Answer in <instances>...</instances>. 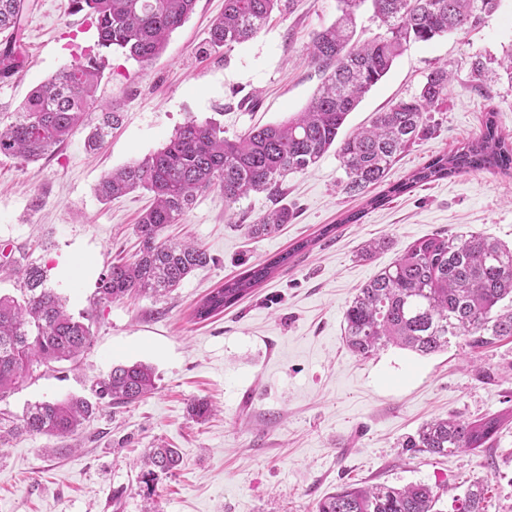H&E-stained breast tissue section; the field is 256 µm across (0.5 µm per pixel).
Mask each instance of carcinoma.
I'll list each match as a JSON object with an SVG mask.
<instances>
[{"label": "carcinoma", "instance_id": "1", "mask_svg": "<svg viewBox=\"0 0 512 512\" xmlns=\"http://www.w3.org/2000/svg\"><path fill=\"white\" fill-rule=\"evenodd\" d=\"M387 27V35L360 43L355 14L366 2ZM76 13L93 20L98 45L124 53L141 64L154 60L169 36L180 28L196 0H71ZM293 0H224V15L210 27L213 47L245 42L265 26L274 11L291 9ZM339 17L313 35L309 63L324 81L307 107L282 124L256 127L233 139L214 120L189 119L156 152L104 175L97 185L103 201L136 189L154 202L136 225L140 248L133 260L114 263L99 279L93 305L110 304L134 295L168 296L195 270L213 258L196 243L163 237L166 225L178 223L209 191L224 194V210L252 194L277 192L290 173L318 164L336 144L348 115L365 94L390 71L403 45L411 40L465 30L481 23L499 0H337ZM26 0H0V32L8 47L0 53V74L19 68L12 50L21 33ZM102 61L79 58L35 88L6 122H0V158L31 162L54 153L100 104L96 91ZM448 95V70L431 72L420 93L379 112L371 124L339 143L338 155L347 176L345 189L362 192L385 181L396 158L425 133V113ZM105 109L86 145L99 148L120 113ZM512 173V143L498 132L495 114L487 113L483 131L455 150L437 155L407 181L392 185L373 200L379 205L410 188L462 173ZM291 219L288 208L266 211L244 224L253 238L278 232ZM311 242L298 243L287 254L250 267L239 277L211 291L195 307V317L209 319L233 306L271 277ZM0 268L18 275L20 295L0 293V402L42 369L74 360L91 348L89 316L71 314L63 298L45 287L46 270L22 263L0 247ZM512 248L478 233L435 234L411 244L357 293L344 312L343 339L353 352L369 356L389 345L429 355L452 342L469 348L512 336ZM156 389V374L145 363L117 365L93 384L94 399L65 398L28 404L19 418L0 417V439L17 431L67 437L82 429L100 408L141 400ZM511 414L477 418L451 415L423 424L407 447L430 455L476 451L493 442ZM180 463L177 449L157 447L142 460L144 477L168 472ZM485 486L469 485L454 499L453 512H485ZM439 497L427 484L403 487L378 483L342 486L317 503V512H437Z\"/></svg>", "mask_w": 512, "mask_h": 512}]
</instances>
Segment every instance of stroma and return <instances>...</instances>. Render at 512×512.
I'll use <instances>...</instances> for the list:
<instances>
[{"instance_id": "obj_1", "label": "stroma", "mask_w": 512, "mask_h": 512, "mask_svg": "<svg viewBox=\"0 0 512 512\" xmlns=\"http://www.w3.org/2000/svg\"><path fill=\"white\" fill-rule=\"evenodd\" d=\"M29 3L21 67L0 78V108L17 109L64 66L99 53L98 95L118 104L122 123L95 152L86 150L82 127L55 156L0 159V246L32 248L48 269L47 287L71 313L90 311L95 320L84 356L21 385L0 412L19 416L35 401L92 397L93 383L113 366L138 361L154 367L157 388L139 402L103 408L73 437L1 441L0 512H315L340 487L375 483L430 485L440 512H450L453 498L478 479L487 485L486 512H512V423L485 451L432 456L406 445L438 416L512 413V337L430 355L390 346L367 358L342 339L357 288L415 240L475 232L512 245V176L459 174L368 204L431 157L478 136L488 112L512 141V81L502 66L512 52V0H500L468 31L409 42L349 114L343 138L418 95L433 70H448V96L430 111L429 133L383 184L347 192L341 159L329 149L315 168L286 177L281 201L292 218L260 238L242 227L272 208L267 194L228 212L220 191L207 192L165 234L203 246L211 263L163 300L137 296L96 308L100 276L134 253L135 226L152 203L142 190L100 201L101 177L162 148L189 119L216 120L231 139L302 111L323 81L307 61L308 46L335 21L337 0H296L255 37L220 50L208 36L224 0H197L144 68L121 52L99 51L91 20L70 14L69 0ZM37 194L43 205L35 211ZM355 212L360 220L347 222ZM382 238L388 247L361 259L363 246ZM305 240L307 253L236 305L195 318L211 290ZM197 399L214 408L207 421L189 413ZM159 443L177 448L182 464L143 479L138 459Z\"/></svg>"}]
</instances>
